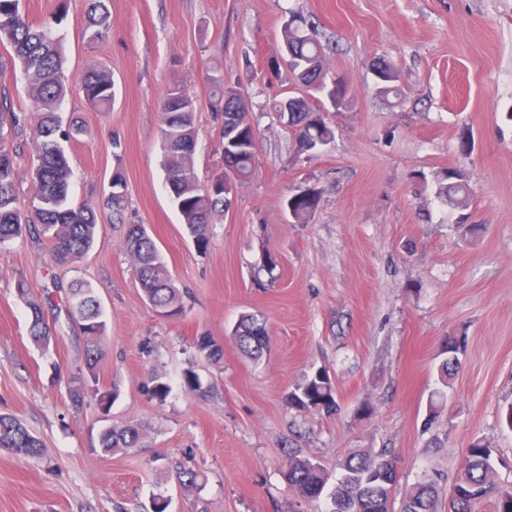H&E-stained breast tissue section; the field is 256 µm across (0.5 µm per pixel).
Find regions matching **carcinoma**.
Returning a JSON list of instances; mask_svg holds the SVG:
<instances>
[{"label":"carcinoma","mask_w":512,"mask_h":512,"mask_svg":"<svg viewBox=\"0 0 512 512\" xmlns=\"http://www.w3.org/2000/svg\"><path fill=\"white\" fill-rule=\"evenodd\" d=\"M63 14L34 26L22 13V0H0V46H9V59L0 56V95L6 96L7 84L22 75L24 90L32 104L31 130L35 147L30 170V206L18 205L15 158L17 147L9 140L6 129L19 124L16 113L7 102L0 103V254L8 245L27 233L46 239L55 263L71 265L80 261L94 246L98 231V207L91 201L74 203L71 197L72 169L63 143L83 133V126L73 122L62 125L59 111L72 82L78 84L88 103L101 111L112 106L114 84L109 70L96 65L87 67L77 78L66 75L56 35V26ZM109 29L107 0H90L85 34L89 40L104 38ZM284 43L288 46V65L301 73L302 95H284L272 103L279 121L294 136L297 152L314 153L335 138V128L326 122L321 112L311 113L312 102L327 100L331 105L343 101L348 85L343 78L324 68L325 48L320 40L318 25L303 15L294 13L284 25ZM377 89L383 93L398 92V73L390 65L380 63L375 68ZM211 105L216 116L224 119V138H236L240 148L223 156L222 169L237 182L249 179L254 172L256 127L249 119L248 108L233 87L219 83ZM195 98L185 87L167 88L162 101L161 149L166 183L172 201L196 247L204 251L209 244L208 225L224 215L230 196L209 189L200 183L194 169L197 144ZM446 202L456 208L468 204L469 175L462 169H452L440 189ZM112 223H125L127 193L124 176L115 172L113 186L105 198ZM318 206L316 195L298 191L288 199V210L297 224H306ZM123 247L129 254L140 288L148 303L161 315L175 318L183 314V295L172 281L161 252L146 227L127 226ZM18 297L30 310L29 334L40 346H47L52 333L47 327L40 305L30 299L25 282H18ZM67 304L70 314L81 325L85 344L86 372L79 375L70 390V399L80 406L89 396L105 400L96 381V368L107 337V320L100 299L87 282L75 280L69 285ZM232 336L241 351L257 359L269 345L265 318L247 314L240 318ZM198 352L209 360L223 356V346L209 336L195 342ZM466 347L463 336L448 338L441 350L439 380L448 386V376ZM291 404L305 412L336 411V398L327 371L319 370L305 378L289 395ZM141 434L134 426L110 425L99 434V448L104 453L128 451L138 447ZM0 448L17 455L38 458L43 444L19 419L0 415ZM287 480L289 487L309 500L326 497L329 512H387V486L373 484V470L386 466L393 469L388 455L365 452L352 454L342 465V473L333 487L324 467L298 453L288 452ZM178 483L195 486L201 474L183 462L173 466ZM455 481L469 487L466 495L452 501L454 512H477L479 505L494 498V512H512V501L502 502L498 496L499 479L495 467L494 449L482 439L473 441L467 449L465 462ZM438 478L434 475L419 482L405 496L403 512H436Z\"/></svg>","instance_id":"1"}]
</instances>
